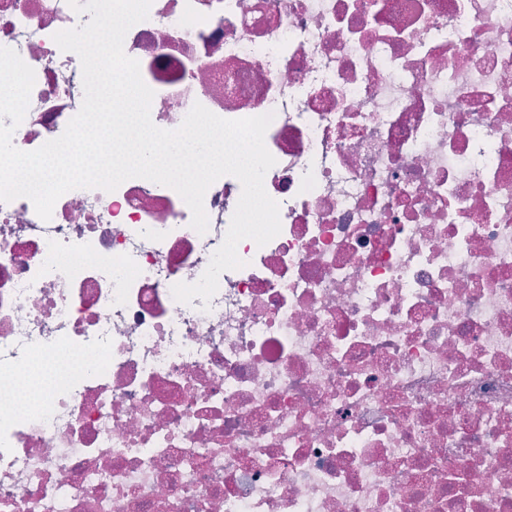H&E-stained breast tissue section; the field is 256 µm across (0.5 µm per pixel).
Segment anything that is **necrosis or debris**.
<instances>
[{"label": "necrosis or debris", "instance_id": "necrosis-or-debris-1", "mask_svg": "<svg viewBox=\"0 0 512 512\" xmlns=\"http://www.w3.org/2000/svg\"><path fill=\"white\" fill-rule=\"evenodd\" d=\"M68 0H0L32 151L83 101ZM153 123L273 114L281 232L143 178L0 202V512H512V0H152ZM80 355L20 407L44 365Z\"/></svg>", "mask_w": 512, "mask_h": 512}]
</instances>
